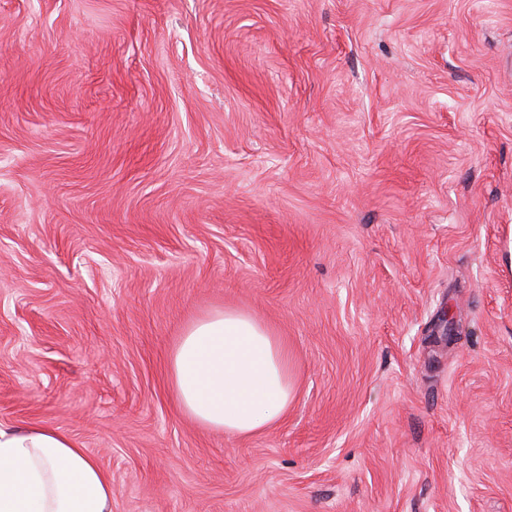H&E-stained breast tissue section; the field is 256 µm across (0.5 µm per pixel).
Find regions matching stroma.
Masks as SVG:
<instances>
[{"label":"stroma","mask_w":512,"mask_h":512,"mask_svg":"<svg viewBox=\"0 0 512 512\" xmlns=\"http://www.w3.org/2000/svg\"><path fill=\"white\" fill-rule=\"evenodd\" d=\"M224 308L248 438L168 389ZM0 423L112 512H512V0H0ZM178 410L236 437L270 429L294 400L288 348L253 315L215 311L190 323L169 357Z\"/></svg>","instance_id":"1"}]
</instances>
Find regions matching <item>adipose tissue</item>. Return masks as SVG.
Returning <instances> with one entry per match:
<instances>
[{"instance_id":"obj_1","label":"adipose tissue","mask_w":512,"mask_h":512,"mask_svg":"<svg viewBox=\"0 0 512 512\" xmlns=\"http://www.w3.org/2000/svg\"><path fill=\"white\" fill-rule=\"evenodd\" d=\"M178 410L236 437L270 429L295 388L288 349L253 315L234 309L190 323L169 357ZM112 478L65 433L0 425V512H112Z\"/></svg>"}]
</instances>
